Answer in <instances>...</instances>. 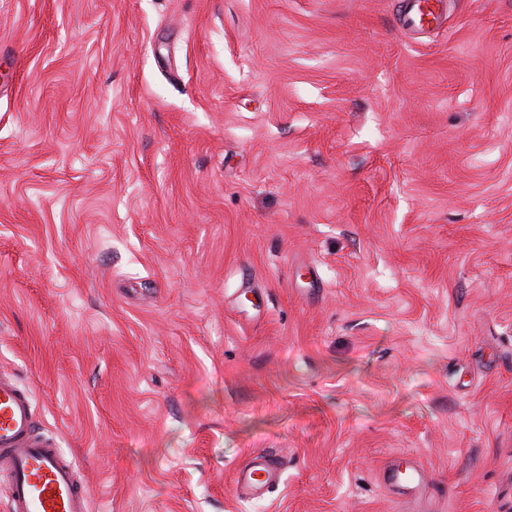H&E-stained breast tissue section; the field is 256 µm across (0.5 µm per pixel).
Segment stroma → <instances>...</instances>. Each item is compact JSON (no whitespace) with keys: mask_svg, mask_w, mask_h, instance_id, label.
<instances>
[{"mask_svg":"<svg viewBox=\"0 0 512 512\" xmlns=\"http://www.w3.org/2000/svg\"><path fill=\"white\" fill-rule=\"evenodd\" d=\"M404 7L0 0V370L88 512H512V0ZM446 2L441 0H424L411 6L408 13L403 18V26L408 30L423 28L424 17H430L429 24L437 23L441 15V6ZM280 478L277 460L268 454L254 452L247 463L235 471L233 486L239 497L260 499L269 487L279 483ZM384 479L400 485L403 490L415 497L421 493L425 484L424 471L419 467H405L403 472L389 467L384 472Z\"/></svg>","mask_w":512,"mask_h":512,"instance_id":"35a3bbf8","label":"stroma"}]
</instances>
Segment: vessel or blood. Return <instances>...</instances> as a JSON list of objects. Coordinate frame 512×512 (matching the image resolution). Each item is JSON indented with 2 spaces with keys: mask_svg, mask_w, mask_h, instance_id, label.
Listing matches in <instances>:
<instances>
[{
  "mask_svg": "<svg viewBox=\"0 0 512 512\" xmlns=\"http://www.w3.org/2000/svg\"><path fill=\"white\" fill-rule=\"evenodd\" d=\"M441 6V0H416L403 18L404 27H422L427 19L438 22ZM280 478L277 460L254 452L235 471L233 486L239 497L259 499ZM384 478L414 496L425 483L418 467L389 468ZM0 487L8 493L11 512H88L87 489L76 468L39 428L28 391L5 371L0 372Z\"/></svg>",
  "mask_w": 512,
  "mask_h": 512,
  "instance_id": "1",
  "label": "vessel or blood"
}]
</instances>
